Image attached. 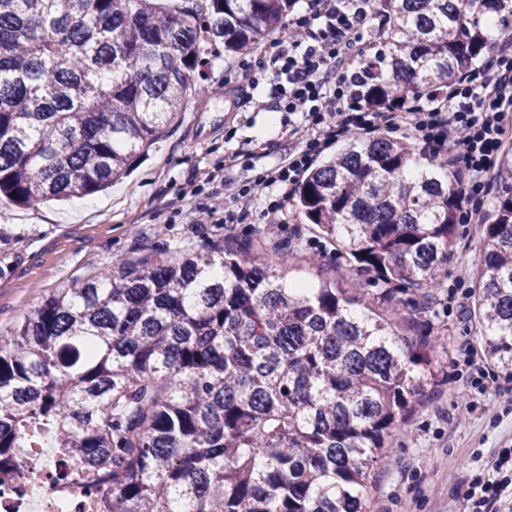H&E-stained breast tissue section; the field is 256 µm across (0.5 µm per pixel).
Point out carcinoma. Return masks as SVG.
Masks as SVG:
<instances>
[{
    "mask_svg": "<svg viewBox=\"0 0 512 512\" xmlns=\"http://www.w3.org/2000/svg\"><path fill=\"white\" fill-rule=\"evenodd\" d=\"M292 0H0V202L100 191L178 119L201 39L238 54ZM379 43L358 108H407L512 40V0H375ZM407 142L350 134L298 184L293 210L375 288L298 279L261 237L112 262L0 332V484L21 448H54L56 480L97 512H370L365 488L436 379L416 330L458 235L459 175ZM482 226L475 284L488 360L512 371V150ZM223 275H213L215 268ZM421 305L404 316L403 296Z\"/></svg>",
    "mask_w": 512,
    "mask_h": 512,
    "instance_id": "carcinoma-1",
    "label": "carcinoma"
}]
</instances>
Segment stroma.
<instances>
[{"instance_id": "obj_1", "label": "stroma", "mask_w": 512, "mask_h": 512, "mask_svg": "<svg viewBox=\"0 0 512 512\" xmlns=\"http://www.w3.org/2000/svg\"><path fill=\"white\" fill-rule=\"evenodd\" d=\"M196 75L201 99L188 100L178 120L108 191L59 205L22 208L0 204V331L22 322L53 291L69 287L113 261L134 254H174L223 237L245 238L263 229L270 243L291 242L317 258L337 287H370L371 276L349 269L321 250L312 225L266 223L261 206L234 224H190L197 206L223 208L293 149L288 115L267 107L268 85L251 93L224 82L243 56L205 45ZM275 129L265 133L268 118ZM483 241L479 225H460L454 257L432 305L423 313L439 341V384L426 388L409 432L392 439L367 489L372 512H458L459 495L493 449L512 442V372L496 370L486 392L470 387L457 365L461 341L479 340L473 269Z\"/></svg>"}]
</instances>
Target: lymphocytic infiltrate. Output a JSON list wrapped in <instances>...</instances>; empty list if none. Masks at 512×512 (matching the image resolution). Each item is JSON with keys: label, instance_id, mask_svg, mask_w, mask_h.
<instances>
[{"label": "lymphocytic infiltrate", "instance_id": "obj_1", "mask_svg": "<svg viewBox=\"0 0 512 512\" xmlns=\"http://www.w3.org/2000/svg\"><path fill=\"white\" fill-rule=\"evenodd\" d=\"M375 17L374 0H307L306 7L290 11L288 37L252 50L237 83L252 88L270 79L276 93L272 109L302 120L293 130L297 148L253 186L238 191L241 208L260 203L271 223H286L293 192L319 157L350 132L385 126L406 129L424 148L447 154L463 176L459 223L480 217L491 192L486 175L503 148L505 121L512 114V42L503 41L489 58L486 81L463 77L444 97L410 111L352 110L347 106L351 61L366 42L367 21ZM509 503L512 448H499L464 490L460 512H503Z\"/></svg>", "mask_w": 512, "mask_h": 512}]
</instances>
